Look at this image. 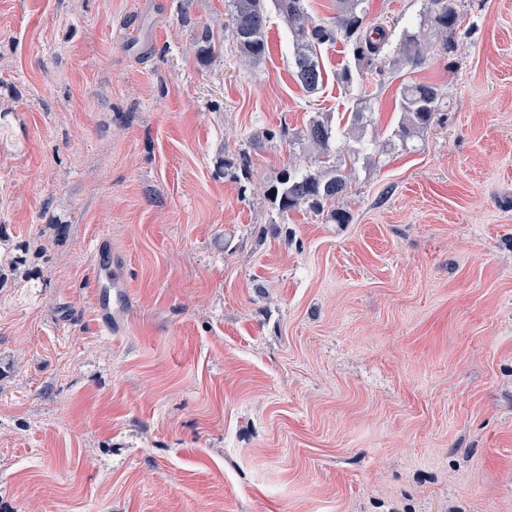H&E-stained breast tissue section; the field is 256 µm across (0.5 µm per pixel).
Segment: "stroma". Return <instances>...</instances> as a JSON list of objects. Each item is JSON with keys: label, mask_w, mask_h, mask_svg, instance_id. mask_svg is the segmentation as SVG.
Listing matches in <instances>:
<instances>
[{"label": "stroma", "mask_w": 512, "mask_h": 512, "mask_svg": "<svg viewBox=\"0 0 512 512\" xmlns=\"http://www.w3.org/2000/svg\"><path fill=\"white\" fill-rule=\"evenodd\" d=\"M425 4L366 8L397 40ZM459 4L448 53L361 92L339 41L310 94L275 13L252 67L197 58L224 0H0V229L37 275L0 276V512H512V0ZM410 80L446 104L404 144ZM318 114L373 146L346 224L266 193L316 157L267 131ZM92 272L94 280L98 285L96 293V304L98 310V327L105 332L111 333L113 327L120 325L121 309L114 308L110 302L111 289L116 293L125 288L124 278L115 273L118 260L112 254V250L98 243L93 249Z\"/></svg>", "instance_id": "stroma-1"}]
</instances>
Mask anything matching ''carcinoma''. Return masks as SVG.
Segmentation results:
<instances>
[{
    "mask_svg": "<svg viewBox=\"0 0 512 512\" xmlns=\"http://www.w3.org/2000/svg\"><path fill=\"white\" fill-rule=\"evenodd\" d=\"M365 0H336V11L326 21L313 20L305 0H274L279 15L287 22L292 34L293 77L301 87L316 93L323 85L317 48L340 40L352 51L359 69L378 76L386 69L414 71L428 60L430 54L427 33H432L443 50L454 45L460 28L461 15L457 0H429L428 12L420 21L416 32H406L397 43L390 42V32L382 22L367 20ZM269 14L266 0H228L224 18V33L230 37L233 47L247 64L259 65L266 58ZM197 55L202 61L215 53L213 33L203 28L197 36ZM444 100L442 88L434 83L414 82L402 87L399 101L401 119L395 135L405 142L426 129ZM270 137H288V142L305 141L315 150L318 165L313 169H301L288 163L276 183L266 192L287 214L302 206L317 212L348 190V178L342 165L336 161L332 144L337 136L328 120L312 118L305 130L295 136H287L284 129L268 132Z\"/></svg>",
    "mask_w": 512,
    "mask_h": 512,
    "instance_id": "1",
    "label": "carcinoma"
}]
</instances>
